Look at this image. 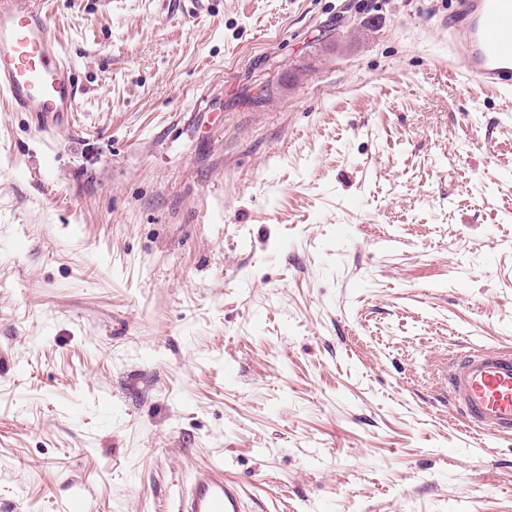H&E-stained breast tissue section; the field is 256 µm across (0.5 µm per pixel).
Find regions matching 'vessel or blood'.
<instances>
[{
  "label": "vessel or blood",
  "instance_id": "b4317fda",
  "mask_svg": "<svg viewBox=\"0 0 512 512\" xmlns=\"http://www.w3.org/2000/svg\"><path fill=\"white\" fill-rule=\"evenodd\" d=\"M448 39L464 46L453 68L512 91V0H458ZM74 67L47 12L35 0H0V98L12 111L70 115L77 109ZM448 398L467 424L512 437V350L468 348L444 366ZM176 512H246L242 485L223 465L194 469Z\"/></svg>",
  "mask_w": 512,
  "mask_h": 512
}]
</instances>
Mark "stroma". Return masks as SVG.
<instances>
[{
    "instance_id": "1",
    "label": "stroma",
    "mask_w": 512,
    "mask_h": 512,
    "mask_svg": "<svg viewBox=\"0 0 512 512\" xmlns=\"http://www.w3.org/2000/svg\"><path fill=\"white\" fill-rule=\"evenodd\" d=\"M39 3L81 94L0 102V512H172L216 460L249 512H512L442 390L512 348V98L454 0Z\"/></svg>"
}]
</instances>
